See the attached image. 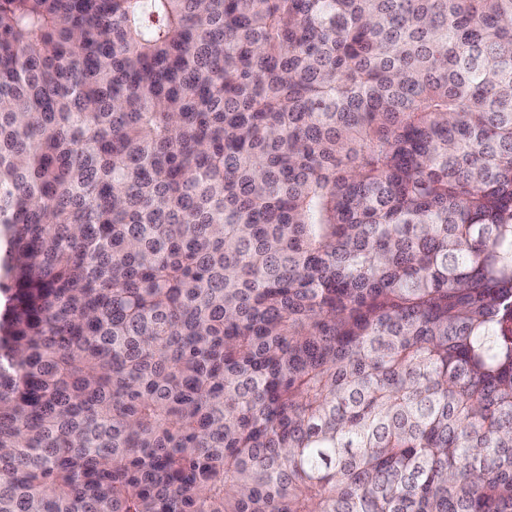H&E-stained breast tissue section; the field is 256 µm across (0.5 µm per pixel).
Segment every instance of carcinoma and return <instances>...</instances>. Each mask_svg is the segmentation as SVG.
Returning a JSON list of instances; mask_svg holds the SVG:
<instances>
[{"label": "carcinoma", "instance_id": "carcinoma-1", "mask_svg": "<svg viewBox=\"0 0 512 512\" xmlns=\"http://www.w3.org/2000/svg\"><path fill=\"white\" fill-rule=\"evenodd\" d=\"M0 512H512V0H0Z\"/></svg>", "mask_w": 512, "mask_h": 512}]
</instances>
